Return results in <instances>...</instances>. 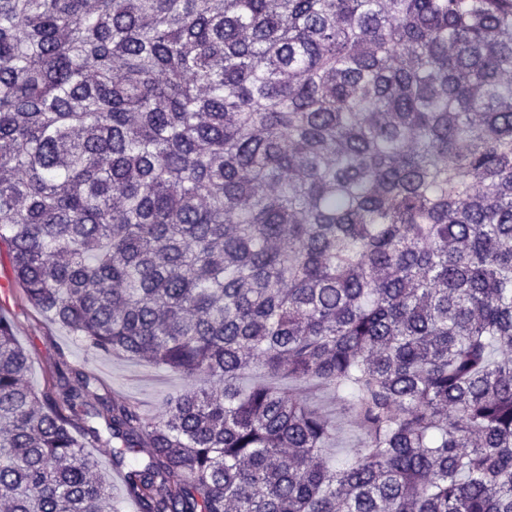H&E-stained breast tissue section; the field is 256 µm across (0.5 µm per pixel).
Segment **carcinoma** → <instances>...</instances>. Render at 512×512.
Listing matches in <instances>:
<instances>
[{
    "label": "carcinoma",
    "instance_id": "carcinoma-1",
    "mask_svg": "<svg viewBox=\"0 0 512 512\" xmlns=\"http://www.w3.org/2000/svg\"><path fill=\"white\" fill-rule=\"evenodd\" d=\"M0 243L157 421L0 313V505L512 512V0H0ZM336 391L358 447L299 393ZM2 276L12 282L13 288L4 305L0 297V310L15 322V336L29 355L30 378L36 388H44L52 381L60 350L74 365L94 374L111 393L153 416L163 414V403L170 393L187 386L188 382L180 374L154 369L135 359L106 357L76 344L67 329L28 302L4 245L0 247Z\"/></svg>",
    "mask_w": 512,
    "mask_h": 512
}]
</instances>
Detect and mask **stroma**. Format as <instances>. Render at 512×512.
Masks as SVG:
<instances>
[{
	"label": "stroma",
	"mask_w": 512,
	"mask_h": 512,
	"mask_svg": "<svg viewBox=\"0 0 512 512\" xmlns=\"http://www.w3.org/2000/svg\"><path fill=\"white\" fill-rule=\"evenodd\" d=\"M0 312L10 316L16 325L15 334L27 352L31 365V381L36 388L51 382L59 353L85 372L94 374L100 383L120 398L136 404L141 411L162 415L166 397L187 385L177 373L152 368L128 358L106 357L76 344L67 329L44 316L28 302L21 285H14ZM311 404L325 417L335 421L339 433L332 444L334 452L352 447L357 439L356 428L340 416L334 393L325 389L309 391Z\"/></svg>",
	"instance_id": "stroma-1"
}]
</instances>
